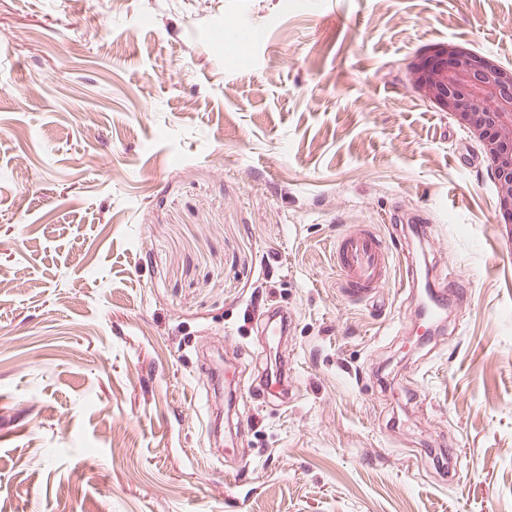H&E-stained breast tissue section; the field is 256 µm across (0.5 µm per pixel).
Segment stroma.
Segmentation results:
<instances>
[{
    "mask_svg": "<svg viewBox=\"0 0 512 512\" xmlns=\"http://www.w3.org/2000/svg\"><path fill=\"white\" fill-rule=\"evenodd\" d=\"M442 44L512 66V0H0V512H232L228 470L247 512H512V225L406 73ZM402 214L462 288L420 349L333 265ZM288 328V318L284 312L268 311L262 319L261 334L265 336L268 344L284 336Z\"/></svg>",
    "mask_w": 512,
    "mask_h": 512,
    "instance_id": "obj_1",
    "label": "stroma"
}]
</instances>
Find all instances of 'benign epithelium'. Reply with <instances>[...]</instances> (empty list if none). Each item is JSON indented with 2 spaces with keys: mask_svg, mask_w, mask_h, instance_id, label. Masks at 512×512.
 <instances>
[{
  "mask_svg": "<svg viewBox=\"0 0 512 512\" xmlns=\"http://www.w3.org/2000/svg\"><path fill=\"white\" fill-rule=\"evenodd\" d=\"M417 93L454 116L491 162L506 223L512 224V68L443 46L406 65Z\"/></svg>",
  "mask_w": 512,
  "mask_h": 512,
  "instance_id": "1",
  "label": "benign epithelium"
}]
</instances>
